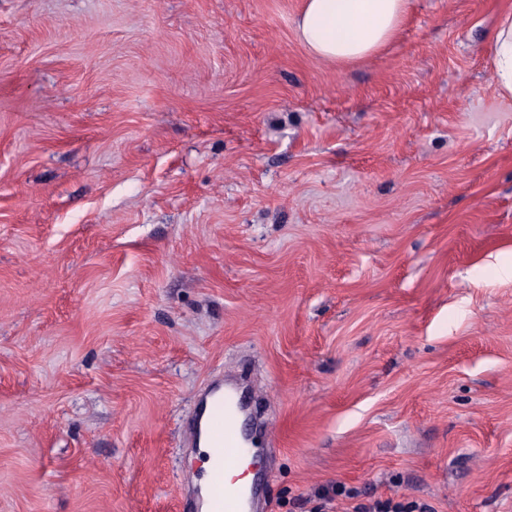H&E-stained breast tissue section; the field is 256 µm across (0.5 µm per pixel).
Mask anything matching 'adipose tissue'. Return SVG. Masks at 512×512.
Masks as SVG:
<instances>
[{
  "label": "adipose tissue",
  "mask_w": 512,
  "mask_h": 512,
  "mask_svg": "<svg viewBox=\"0 0 512 512\" xmlns=\"http://www.w3.org/2000/svg\"><path fill=\"white\" fill-rule=\"evenodd\" d=\"M410 0H303L296 34L313 56L328 63L368 60L398 36ZM490 85L512 99V14L498 21L492 36Z\"/></svg>",
  "instance_id": "adipose-tissue-1"
}]
</instances>
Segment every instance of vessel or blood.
Segmentation results:
<instances>
[{
	"label": "vessel or blood",
	"instance_id": "1",
	"mask_svg": "<svg viewBox=\"0 0 512 512\" xmlns=\"http://www.w3.org/2000/svg\"><path fill=\"white\" fill-rule=\"evenodd\" d=\"M244 387L212 384L200 397L191 427L194 440H205L209 470L197 495L185 502L187 512H270L256 489L242 491L227 479V472L250 450L241 433Z\"/></svg>",
	"mask_w": 512,
	"mask_h": 512
}]
</instances>
